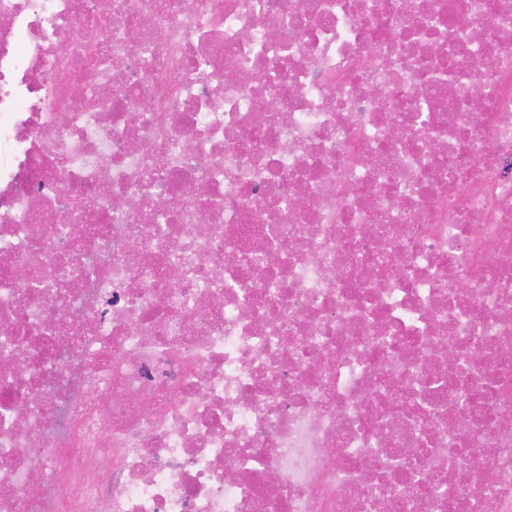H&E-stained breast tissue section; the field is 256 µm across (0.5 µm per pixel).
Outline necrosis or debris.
<instances>
[{
    "instance_id": "obj_1",
    "label": "necrosis or debris",
    "mask_w": 512,
    "mask_h": 512,
    "mask_svg": "<svg viewBox=\"0 0 512 512\" xmlns=\"http://www.w3.org/2000/svg\"><path fill=\"white\" fill-rule=\"evenodd\" d=\"M0 512H512V0H0Z\"/></svg>"
}]
</instances>
